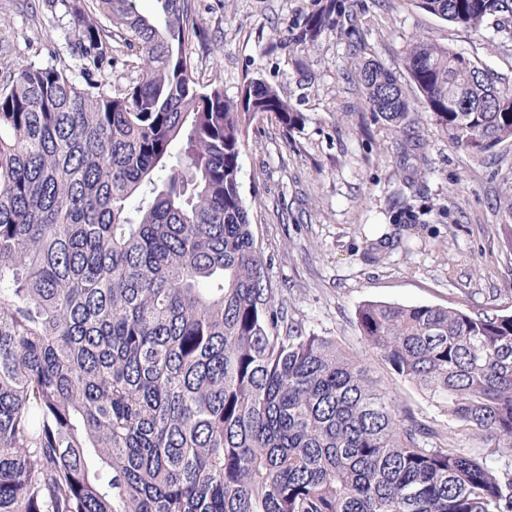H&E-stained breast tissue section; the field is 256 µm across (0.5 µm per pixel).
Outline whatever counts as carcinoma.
Returning a JSON list of instances; mask_svg holds the SVG:
<instances>
[{
  "label": "carcinoma",
  "instance_id": "cac0c4a2",
  "mask_svg": "<svg viewBox=\"0 0 512 512\" xmlns=\"http://www.w3.org/2000/svg\"><path fill=\"white\" fill-rule=\"evenodd\" d=\"M90 0L73 68L0 83V512H512V314L371 301L367 345L446 408L444 431L400 409L357 358L288 318L240 191L258 114L307 117L260 77L249 96L196 77L194 0ZM512 40V0H415ZM109 26H104L99 17ZM333 31L366 42L348 0L278 36L289 56ZM139 79H93L113 33ZM414 95L370 58L373 118L419 149L422 107L448 146L512 142V80L418 36ZM512 222V189L496 198ZM414 196L393 221L421 224ZM475 442L472 448L461 442Z\"/></svg>",
  "mask_w": 512,
  "mask_h": 512
}]
</instances>
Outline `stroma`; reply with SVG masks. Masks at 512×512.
I'll return each mask as SVG.
<instances>
[{
  "instance_id": "35a3bbf8",
  "label": "stroma",
  "mask_w": 512,
  "mask_h": 512,
  "mask_svg": "<svg viewBox=\"0 0 512 512\" xmlns=\"http://www.w3.org/2000/svg\"><path fill=\"white\" fill-rule=\"evenodd\" d=\"M87 0H0V81L8 69L71 62L79 14ZM318 0H195L199 37L191 58L200 80L235 96L261 77L307 115L303 129H283L268 116L251 123L241 156V192L257 241L270 257V279L288 314L306 330L335 337L356 356L395 404L449 426L446 410L412 383L391 374L357 324L369 301L402 305L497 306L512 313V224L493 206L512 184V142L477 159L449 150L416 112L427 167L416 185L421 224L392 221L407 169L385 123L374 122L350 76L358 61L345 40L323 36L310 52L269 53L276 35L300 22ZM357 23L370 54L397 68L410 40L426 36L462 52L475 65L512 77V41L493 31L476 36L421 10L414 0H360ZM97 77L113 87L138 78L131 48L113 38Z\"/></svg>"
}]
</instances>
